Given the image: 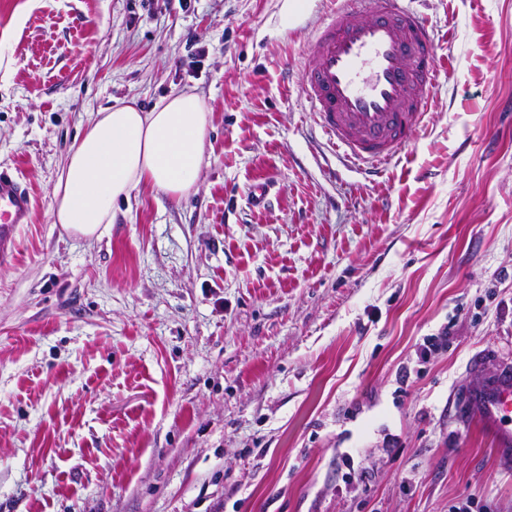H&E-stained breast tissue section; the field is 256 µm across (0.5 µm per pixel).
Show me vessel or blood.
<instances>
[{
  "mask_svg": "<svg viewBox=\"0 0 512 512\" xmlns=\"http://www.w3.org/2000/svg\"><path fill=\"white\" fill-rule=\"evenodd\" d=\"M301 95L340 162L369 182L414 139L432 108L436 37L413 0H336L312 29ZM33 199L0 171V265L13 256L17 225L31 223ZM480 384L466 396L490 432L499 461L512 462V366L479 354Z\"/></svg>",
  "mask_w": 512,
  "mask_h": 512,
  "instance_id": "obj_1",
  "label": "vessel or blood"
}]
</instances>
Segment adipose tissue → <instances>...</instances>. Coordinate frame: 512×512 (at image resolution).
Listing matches in <instances>:
<instances>
[{
	"instance_id": "obj_1",
	"label": "adipose tissue",
	"mask_w": 512,
	"mask_h": 512,
	"mask_svg": "<svg viewBox=\"0 0 512 512\" xmlns=\"http://www.w3.org/2000/svg\"><path fill=\"white\" fill-rule=\"evenodd\" d=\"M209 122L200 97L185 91L147 111L124 104L97 112L54 187L57 223L90 238L140 185L178 197L196 190Z\"/></svg>"
}]
</instances>
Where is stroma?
I'll use <instances>...</instances> for the list:
<instances>
[{
	"label": "stroma",
	"mask_w": 512,
	"mask_h": 512,
	"mask_svg": "<svg viewBox=\"0 0 512 512\" xmlns=\"http://www.w3.org/2000/svg\"><path fill=\"white\" fill-rule=\"evenodd\" d=\"M306 2L0 0V170L34 201L0 267V512H512L463 400L474 355L512 364V0H423L433 106L379 183L309 133ZM179 91L211 114L197 191L55 224L96 112Z\"/></svg>",
	"instance_id": "1"
}]
</instances>
